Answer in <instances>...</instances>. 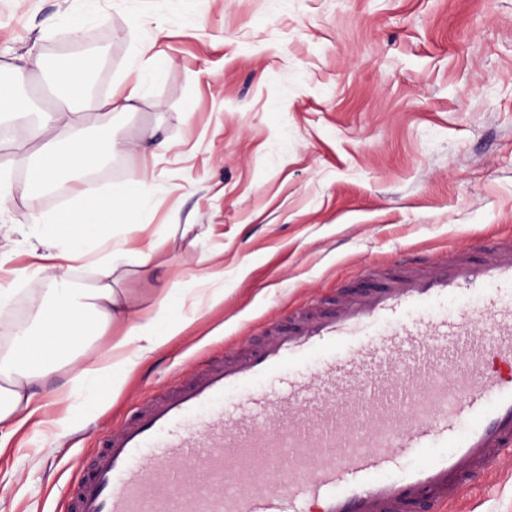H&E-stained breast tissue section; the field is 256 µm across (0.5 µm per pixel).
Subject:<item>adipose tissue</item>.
I'll list each match as a JSON object with an SVG mask.
<instances>
[{
    "instance_id": "1",
    "label": "adipose tissue",
    "mask_w": 512,
    "mask_h": 512,
    "mask_svg": "<svg viewBox=\"0 0 512 512\" xmlns=\"http://www.w3.org/2000/svg\"><path fill=\"white\" fill-rule=\"evenodd\" d=\"M27 66L49 69L52 76L62 81L72 103L71 108L56 113L52 124H40L38 133L47 136L50 127L71 130L66 144L49 140L34 156L29 174L33 183L49 184L65 173L83 172L95 166L100 158L116 153L133 154L127 142L109 139L102 142L79 135L82 109L88 108L86 80L90 64L86 58L72 55L56 57L45 64L37 55L28 56ZM152 172H144L132 183L111 187L104 195L82 194L75 208L62 213H36L33 223L38 228L32 245L41 259L52 261L56 275L50 293L57 301L48 315L42 332L32 333L27 327L15 330L19 344L12 354L0 357V426L21 417L31 416L38 408L37 399L30 390L33 369L50 373L58 365H72V387L88 382L118 386L122 373L133 360L149 359L162 345L166 336L179 335L182 324L168 322L158 329L157 319L138 321L125 293L114 286L113 275L126 251L112 247L104 236L110 224H125L136 229L132 212L146 206L150 200ZM103 250L100 260L101 277L89 292L76 294L68 279L70 263L86 253ZM123 322L127 325L124 337L104 352L81 359L69 349H54L47 345L50 335L84 337L99 334L102 327Z\"/></svg>"
}]
</instances>
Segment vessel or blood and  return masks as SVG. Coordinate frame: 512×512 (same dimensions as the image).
<instances>
[{
	"label": "vessel or blood",
	"mask_w": 512,
	"mask_h": 512,
	"mask_svg": "<svg viewBox=\"0 0 512 512\" xmlns=\"http://www.w3.org/2000/svg\"><path fill=\"white\" fill-rule=\"evenodd\" d=\"M229 390L243 404L224 408ZM508 450L511 233L410 255L209 357L112 431L68 512H445Z\"/></svg>",
	"instance_id": "1"
}]
</instances>
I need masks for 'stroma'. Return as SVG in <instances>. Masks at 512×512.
<instances>
[{
	"mask_svg": "<svg viewBox=\"0 0 512 512\" xmlns=\"http://www.w3.org/2000/svg\"><path fill=\"white\" fill-rule=\"evenodd\" d=\"M154 45L158 78L133 110L86 115L98 135L168 140L160 157L114 155L63 195L36 191L19 156L40 139L15 117L0 138V345L49 301L32 265L33 207L72 208L82 192L155 169L140 231L114 242L159 248L149 266L126 261L120 280L141 316L177 289L185 329L135 364L119 392L65 398L60 367L36 389L40 408L0 430V512H65L69 486L93 448L140 400L187 378L202 354L256 343L265 324L363 282L419 251L468 248L512 231V0H0V85L39 119L60 102L43 57L92 54L106 97ZM212 252L222 264L208 261ZM68 417L66 431L55 419ZM447 512H512V454L463 487Z\"/></svg>",
	"mask_w": 512,
	"mask_h": 512,
	"instance_id": "1",
	"label": "stroma"
}]
</instances>
